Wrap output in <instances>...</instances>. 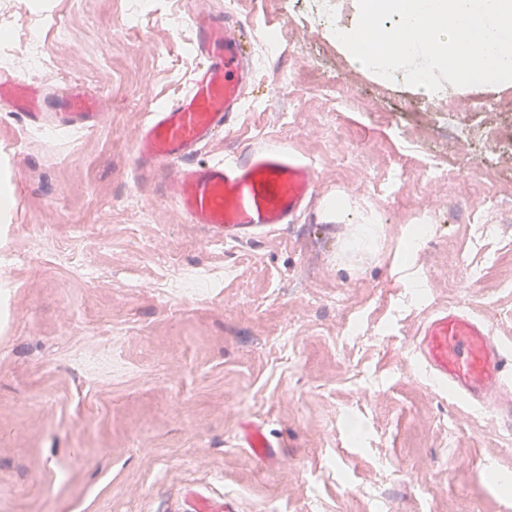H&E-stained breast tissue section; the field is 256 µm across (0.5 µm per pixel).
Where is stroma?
<instances>
[{
  "label": "stroma",
  "mask_w": 512,
  "mask_h": 512,
  "mask_svg": "<svg viewBox=\"0 0 512 512\" xmlns=\"http://www.w3.org/2000/svg\"><path fill=\"white\" fill-rule=\"evenodd\" d=\"M197 1L0 0V68L42 57L27 78L106 115L57 133L0 103V512H512V425L413 356L458 305L512 345V235L470 241L484 197L512 202V86L427 97L351 64V0H238L252 107L194 160L277 138L336 221L211 242L133 181L141 126L199 64ZM249 422L275 463L239 447Z\"/></svg>",
  "instance_id": "stroma-1"
}]
</instances>
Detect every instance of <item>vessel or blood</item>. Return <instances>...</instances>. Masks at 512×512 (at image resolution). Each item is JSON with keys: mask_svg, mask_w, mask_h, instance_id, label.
I'll return each mask as SVG.
<instances>
[{"mask_svg": "<svg viewBox=\"0 0 512 512\" xmlns=\"http://www.w3.org/2000/svg\"><path fill=\"white\" fill-rule=\"evenodd\" d=\"M191 25L202 64L179 98L150 113L133 148L134 166L210 240L256 243L277 225L309 214L317 197L316 171L275 144L192 162L200 146L235 128L253 64L236 22L200 9ZM0 99L37 129L89 131L104 121L96 100L74 85L55 93L58 111H46L43 92L13 68L0 69ZM415 356L452 397L496 407L512 421V347L493 336L484 319L463 307L433 312L419 331ZM239 443L260 462L277 456L279 443L262 425H244Z\"/></svg>", "mask_w": 512, "mask_h": 512, "instance_id": "b4317fda", "label": "vessel or blood"}]
</instances>
